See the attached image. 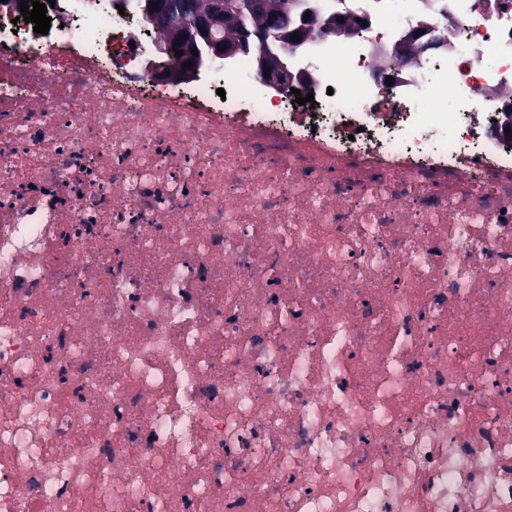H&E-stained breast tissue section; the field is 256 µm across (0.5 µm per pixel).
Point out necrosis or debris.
<instances>
[{"instance_id":"4bbe7bcc","label":"necrosis or debris","mask_w":512,"mask_h":512,"mask_svg":"<svg viewBox=\"0 0 512 512\" xmlns=\"http://www.w3.org/2000/svg\"><path fill=\"white\" fill-rule=\"evenodd\" d=\"M17 15L0 512H512V0H297L292 87Z\"/></svg>"}]
</instances>
